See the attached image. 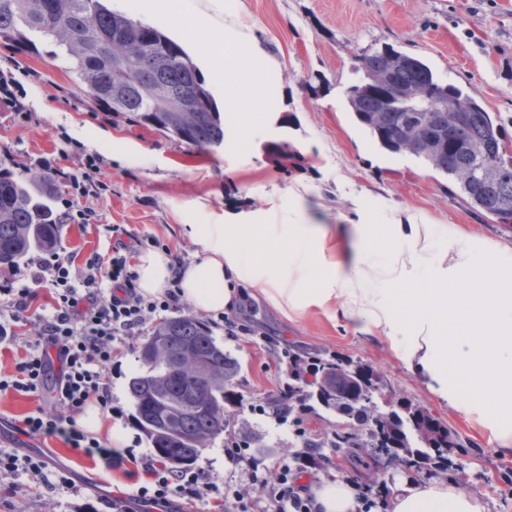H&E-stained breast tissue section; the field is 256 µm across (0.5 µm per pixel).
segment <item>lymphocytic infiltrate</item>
Listing matches in <instances>:
<instances>
[{
  "mask_svg": "<svg viewBox=\"0 0 512 512\" xmlns=\"http://www.w3.org/2000/svg\"><path fill=\"white\" fill-rule=\"evenodd\" d=\"M101 165L98 156L86 155L73 170L52 169V177L73 193L62 203L63 223L96 220V212L78 206L76 200L103 190ZM157 244L153 237L121 243L108 253H91L77 270L68 255L53 252L38 260L30 273L6 280L1 288L10 298L12 322L24 321L38 297V285H46L54 300L51 311L34 313L35 334L14 374H0L1 394L12 391L37 397L47 390L52 395L53 411L30 412L22 421L21 434L56 437L86 457L124 467L131 485L113 497L112 512H195L200 505L207 512H321L314 488L320 473L334 464L322 449L301 448L269 465L248 443L227 437L224 460L248 480L247 488L240 489L227 481L215 482L208 469L197 464L173 468L146 451L111 448L79 426L77 416L88 403L111 410L107 374L114 359L131 349L133 336L165 319L180 302L175 289L147 297L137 286L133 257L138 248ZM24 476L59 494L74 487L70 471L51 466L44 454L0 448V481Z\"/></svg>",
  "mask_w": 512,
  "mask_h": 512,
  "instance_id": "lymphocytic-infiltrate-1",
  "label": "lymphocytic infiltrate"
}]
</instances>
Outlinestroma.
Instances as JSON below:
<instances>
[{
    "label": "stroma",
    "instance_id": "obj_1",
    "mask_svg": "<svg viewBox=\"0 0 512 512\" xmlns=\"http://www.w3.org/2000/svg\"><path fill=\"white\" fill-rule=\"evenodd\" d=\"M187 14H203L200 42L214 32L248 35L267 62L258 80L288 93L286 111L266 113L241 98L235 113H222L223 144L208 152L163 136L136 118L101 111L89 90L68 73L50 45L31 54L0 46V70L12 71L26 92L28 112H0V171L19 175L39 170L42 161L75 168L80 155L103 160L104 195L80 199L93 208V224H65L58 244L82 266L94 251L107 252L117 238L113 225L135 237L153 236L192 263L190 236L195 224H279L288 214L298 223L326 227L328 259L352 263V226L369 216L375 259L391 244L382 223L392 208L404 209L436 228L453 226L461 236L483 238L512 248V223L473 208L445 176L420 160L392 154L376 144L347 109L348 89L356 83V56L385 47L420 57L439 75L481 101L498 117L512 146V0H179ZM100 146H91L94 137ZM250 318L279 345L269 348L246 337L229 340L213 326L227 350L240 361L238 389L254 399L278 390L281 345L339 355L372 366L384 377V397L430 411L448 428V456L462 464L458 482L479 494L486 512H512V456L496 453L486 422L493 410L466 415L441 403L423 379L399 361L390 345L361 333L335 311L310 306L284 318L266 303L251 301ZM140 364L127 352L114 365L109 382L112 417L126 431L124 445L146 448L127 393ZM49 396L0 394V444L41 451L52 465L68 468L75 490L64 495L26 484L0 491V512H103L113 494L127 491L123 469L81 456L57 438L32 440L16 433L19 420L36 408H51ZM237 431L253 439L266 463L281 455L287 429L249 413L235 419ZM327 470L329 480L428 482L425 473L407 477L350 453Z\"/></svg>",
    "mask_w": 512,
    "mask_h": 512
}]
</instances>
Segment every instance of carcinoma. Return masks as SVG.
I'll use <instances>...</instances> for the list:
<instances>
[{"mask_svg":"<svg viewBox=\"0 0 512 512\" xmlns=\"http://www.w3.org/2000/svg\"><path fill=\"white\" fill-rule=\"evenodd\" d=\"M34 33L63 50L69 72L104 111L132 114L200 151L224 143L220 112L196 63L159 29L113 11L107 0H0V45L36 54ZM402 60L406 64H398L389 47L358 56L360 78L348 91L349 110L382 148L423 161L472 207L512 220V156L500 125L422 60ZM397 87L416 102L439 101L464 112L448 137L430 145L437 132L425 113L382 106L381 93ZM44 180L32 170L0 178V269L57 245L61 228L51 200L39 191ZM136 353L142 369L129 378L127 393L149 447L174 468L196 462L241 405L240 362L190 314L159 323ZM282 387L291 430L299 428L291 419L298 411L302 419L318 409L336 418L322 436L302 433L297 443L303 448H340L377 462L382 449L401 448L394 460L417 471L448 462L447 426L409 404L374 405L383 376L368 365L290 349Z\"/></svg>","mask_w":512,"mask_h":512,"instance_id":"1","label":"carcinoma"}]
</instances>
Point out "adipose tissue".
Wrapping results in <instances>:
<instances>
[{"mask_svg":"<svg viewBox=\"0 0 512 512\" xmlns=\"http://www.w3.org/2000/svg\"><path fill=\"white\" fill-rule=\"evenodd\" d=\"M137 8L186 40L204 23L175 10L171 0H138ZM197 50L226 107L241 90L267 102L270 89L257 81L261 61L246 38L218 32ZM385 230L394 248L377 263L369 258L370 225H356L358 258L347 271L326 259V234L309 224H196L192 238L202 260L177 274L167 253L144 251L137 283L143 295L156 296L179 277L181 298L217 316L231 307L235 280L286 317L311 304L339 305L360 331L389 342L444 403L467 415L497 406L491 440L500 454L512 455V408H500L512 405V251L450 227L435 233L418 215L397 210ZM441 237L448 241L442 252ZM275 244L288 250L277 267L270 260ZM388 512H484V506L450 481L408 482L392 487Z\"/></svg>","mask_w":512,"mask_h":512,"instance_id":"obj_1","label":"adipose tissue"}]
</instances>
